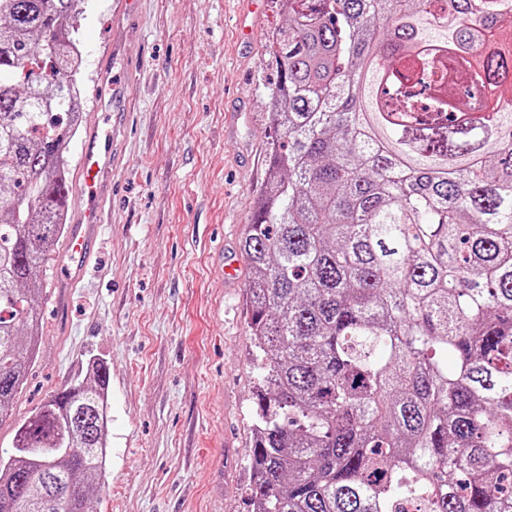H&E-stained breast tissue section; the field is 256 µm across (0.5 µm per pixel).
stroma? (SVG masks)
<instances>
[{
  "instance_id": "1",
  "label": "stroma",
  "mask_w": 512,
  "mask_h": 512,
  "mask_svg": "<svg viewBox=\"0 0 512 512\" xmlns=\"http://www.w3.org/2000/svg\"><path fill=\"white\" fill-rule=\"evenodd\" d=\"M84 0L76 33L85 120L115 163L82 274L48 271L44 333L16 397L26 416L90 359L109 379L97 512H250L259 375L240 241L268 175V36L279 0Z\"/></svg>"
}]
</instances>
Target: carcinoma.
I'll use <instances>...</instances> for the list:
<instances>
[{
    "label": "carcinoma",
    "mask_w": 512,
    "mask_h": 512,
    "mask_svg": "<svg viewBox=\"0 0 512 512\" xmlns=\"http://www.w3.org/2000/svg\"><path fill=\"white\" fill-rule=\"evenodd\" d=\"M81 2L0 0V425L68 220ZM282 3L240 243L252 512H512V0ZM91 373L15 421L0 512H96Z\"/></svg>",
    "instance_id": "obj_1"
}]
</instances>
